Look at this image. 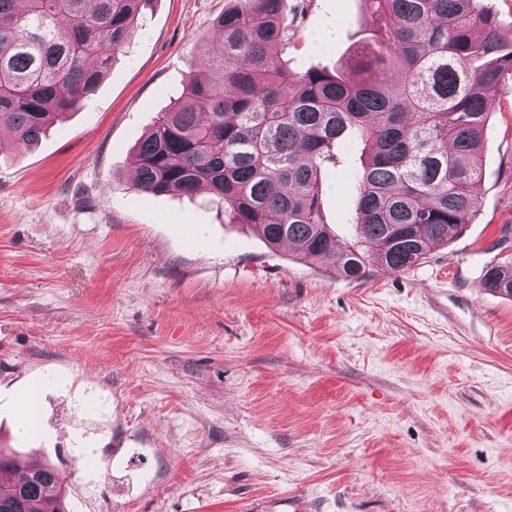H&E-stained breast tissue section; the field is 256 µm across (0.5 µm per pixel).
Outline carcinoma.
<instances>
[{"label": "carcinoma", "instance_id": "1", "mask_svg": "<svg viewBox=\"0 0 512 512\" xmlns=\"http://www.w3.org/2000/svg\"><path fill=\"white\" fill-rule=\"evenodd\" d=\"M371 32L340 71L288 69V0H234L213 20L208 65L137 145L149 193L224 203L234 224L272 248L292 246L352 280L376 266L407 271L457 238L477 213L488 99L512 76V36L485 0H366ZM154 0H0V133L39 142L82 108ZM367 151L354 177L362 239L339 248L323 217V163L346 134ZM483 286L512 296V262ZM0 451V512H64L58 469L33 462L13 477Z\"/></svg>", "mask_w": 512, "mask_h": 512}]
</instances>
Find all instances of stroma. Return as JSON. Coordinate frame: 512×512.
I'll use <instances>...</instances> for the list:
<instances>
[{
  "instance_id": "1",
  "label": "stroma",
  "mask_w": 512,
  "mask_h": 512,
  "mask_svg": "<svg viewBox=\"0 0 512 512\" xmlns=\"http://www.w3.org/2000/svg\"><path fill=\"white\" fill-rule=\"evenodd\" d=\"M289 2L297 73L341 66L372 25L365 0ZM229 5L156 0L79 111L36 146L0 138V448L60 469L68 512H512V297L482 286L512 258V79L487 104L472 223L351 280L209 195L135 183ZM361 149L349 134L321 169L341 245ZM46 370L43 428L20 434Z\"/></svg>"
}]
</instances>
